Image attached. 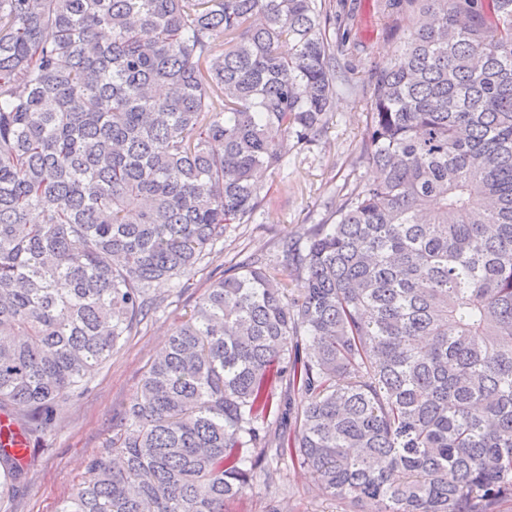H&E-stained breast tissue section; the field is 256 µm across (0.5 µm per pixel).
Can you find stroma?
I'll use <instances>...</instances> for the list:
<instances>
[{"label":"stroma","instance_id":"35a3bbf8","mask_svg":"<svg viewBox=\"0 0 512 512\" xmlns=\"http://www.w3.org/2000/svg\"><path fill=\"white\" fill-rule=\"evenodd\" d=\"M355 21L342 60L353 65L355 80L384 61L396 36L384 23L378 0H348ZM365 111L357 93L336 99L334 112L318 141L292 150L274 175L284 194H274L254 223L229 225L224 240L194 276L152 288L157 305L131 336L121 341L105 364L87 374L85 390L59 403L54 430L31 451L26 483L17 488L13 512H59L73 487L88 473V458L109 447L139 382L162 350L174 323L226 269L256 255L273 259L283 239L305 241L319 224L334 223V211L356 184L368 183L377 171L361 158ZM226 512H356L325 499L309 473L292 464L281 466V480L269 487L257 481L253 489L230 501Z\"/></svg>","mask_w":512,"mask_h":512}]
</instances>
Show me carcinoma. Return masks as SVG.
I'll list each match as a JSON object with an SVG mask.
<instances>
[{
	"label": "carcinoma",
	"mask_w": 512,
	"mask_h": 512,
	"mask_svg": "<svg viewBox=\"0 0 512 512\" xmlns=\"http://www.w3.org/2000/svg\"><path fill=\"white\" fill-rule=\"evenodd\" d=\"M381 15L397 45L356 83L334 0H0V413L30 439L341 83L381 171L205 289L60 512H224L285 457L360 512L512 500V0ZM25 475L1 450L0 501Z\"/></svg>",
	"instance_id": "carcinoma-1"
}]
</instances>
